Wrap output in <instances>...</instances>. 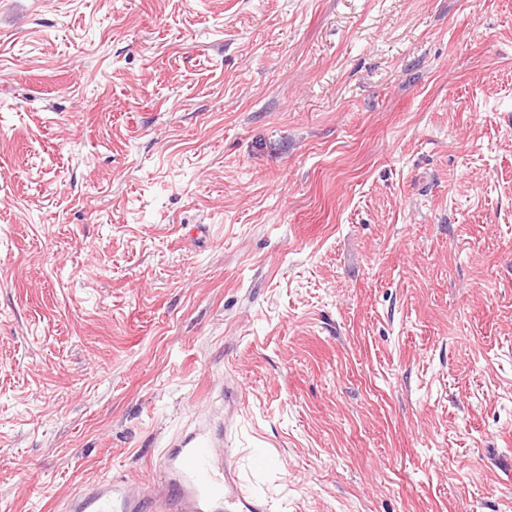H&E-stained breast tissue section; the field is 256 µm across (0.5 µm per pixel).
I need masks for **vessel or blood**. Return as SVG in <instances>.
I'll return each instance as SVG.
<instances>
[{"label": "vessel or blood", "mask_w": 512, "mask_h": 512, "mask_svg": "<svg viewBox=\"0 0 512 512\" xmlns=\"http://www.w3.org/2000/svg\"><path fill=\"white\" fill-rule=\"evenodd\" d=\"M232 443L231 435L217 443L201 432L174 439L155 479L100 481L74 496L67 512H266L263 500L242 488Z\"/></svg>", "instance_id": "b4317fda"}]
</instances>
